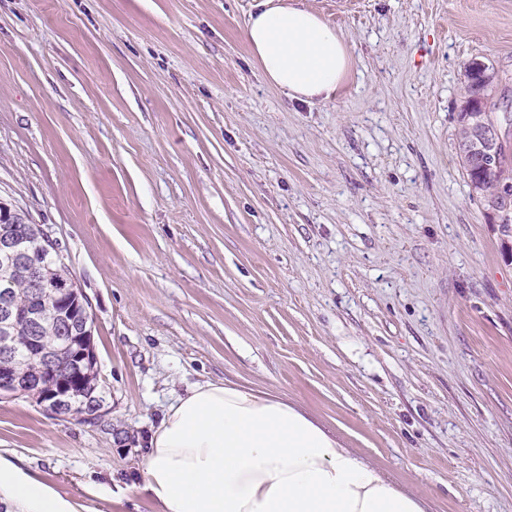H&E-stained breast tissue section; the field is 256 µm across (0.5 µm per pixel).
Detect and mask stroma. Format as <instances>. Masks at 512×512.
<instances>
[{
	"mask_svg": "<svg viewBox=\"0 0 512 512\" xmlns=\"http://www.w3.org/2000/svg\"><path fill=\"white\" fill-rule=\"evenodd\" d=\"M260 2L0 0V198L87 294L109 410L0 399V456L79 512H158L149 434L229 380L427 512H512V256L456 145L467 64L512 102V0H301L353 58L313 104L244 40Z\"/></svg>",
	"mask_w": 512,
	"mask_h": 512,
	"instance_id": "obj_1",
	"label": "stroma"
}]
</instances>
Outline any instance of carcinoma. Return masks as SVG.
I'll return each instance as SVG.
<instances>
[{
    "label": "carcinoma",
    "mask_w": 512,
    "mask_h": 512,
    "mask_svg": "<svg viewBox=\"0 0 512 512\" xmlns=\"http://www.w3.org/2000/svg\"><path fill=\"white\" fill-rule=\"evenodd\" d=\"M459 155L468 180L479 186V197L489 208H494L496 197L503 187L507 185L512 188V142L507 139L500 142L495 158L487 165L462 149L459 150ZM21 230L26 233V244L44 254L48 262L47 274L53 277L60 272L70 275L58 244L51 239L42 225L33 222L28 212L19 208L16 210L15 222L0 223V236L12 237ZM74 302L75 299L72 298L51 304L53 315L41 316L39 329L32 331L30 316L42 312L44 304L24 269L20 266L13 267L0 259V305L6 304L14 311L11 347L7 352L0 349V375L14 376L29 382L26 386L28 396L39 405L60 384L68 386L71 401L75 404L84 402L90 393L98 392L97 369L94 366L91 367V380L87 384L74 380L65 369L53 375L47 372L39 376L35 374L40 351L62 342L63 321L60 314Z\"/></svg>",
    "instance_id": "obj_1"
}]
</instances>
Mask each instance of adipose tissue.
<instances>
[{
	"label": "adipose tissue",
	"mask_w": 512,
	"mask_h": 512,
	"mask_svg": "<svg viewBox=\"0 0 512 512\" xmlns=\"http://www.w3.org/2000/svg\"><path fill=\"white\" fill-rule=\"evenodd\" d=\"M243 37L291 99L333 98L352 67L343 36L298 0H262ZM143 489L159 512H425L422 497L281 396L195 384L150 434ZM0 499L16 512H77L52 486L0 457Z\"/></svg>",
	"instance_id": "obj_1"
}]
</instances>
